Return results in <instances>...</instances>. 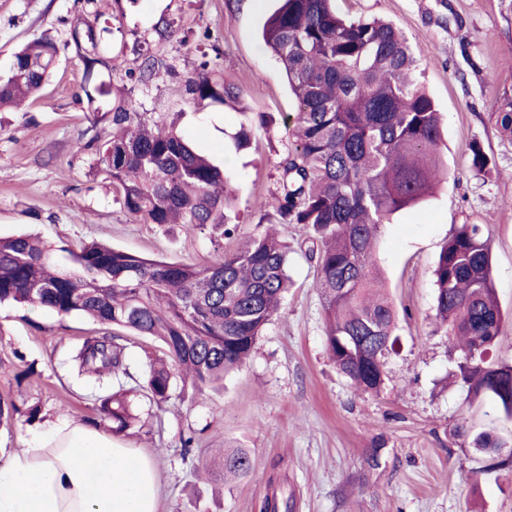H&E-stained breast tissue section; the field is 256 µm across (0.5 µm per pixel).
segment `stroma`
Masks as SVG:
<instances>
[{"label": "stroma", "instance_id": "35a3bbf8", "mask_svg": "<svg viewBox=\"0 0 512 512\" xmlns=\"http://www.w3.org/2000/svg\"><path fill=\"white\" fill-rule=\"evenodd\" d=\"M278 0H0V73L14 52L39 38L59 47L57 66L34 99L0 108V237L27 234L71 268L69 248L100 241L148 258L209 264L260 233L272 213L276 164L289 139L283 124L296 102L260 30ZM351 18L396 24L421 58L417 72L444 114L440 152L448 178L422 207L396 213L374 255L397 313L398 337L379 394L356 392L336 370L325 343L316 261L308 230L289 225L292 285L246 363L223 387L185 394L163 406L137 398L142 427L120 436L154 465L158 512H262L267 496L292 512H512V469H486L472 445L488 432L512 438V421L488 397L454 384L456 352L435 317L432 271L458 225L479 224L490 239L492 279L504 325L489 352L512 362V138L495 111L512 95V0H336ZM170 21L185 44L159 39ZM91 25L105 59L97 82L107 93L88 104L84 66L70 39ZM154 59L150 81L141 71ZM237 86L235 107L191 100L184 80L200 68ZM119 104L178 116L181 134L234 172L233 235L193 234L138 223L116 199L95 151L75 144L110 131ZM268 112L270 131L225 154V132ZM480 144L492 172L471 169ZM96 325L47 308L0 305V397L21 408L0 428V457L69 418L107 431L90 388L67 370V352ZM37 408L35 419L24 411ZM192 446H185V439ZM245 448L253 470L225 479L224 451Z\"/></svg>", "mask_w": 512, "mask_h": 512}]
</instances>
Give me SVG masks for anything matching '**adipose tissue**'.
<instances>
[{
  "label": "adipose tissue",
  "instance_id": "obj_1",
  "mask_svg": "<svg viewBox=\"0 0 512 512\" xmlns=\"http://www.w3.org/2000/svg\"><path fill=\"white\" fill-rule=\"evenodd\" d=\"M152 463L70 420L0 463V512H158Z\"/></svg>",
  "mask_w": 512,
  "mask_h": 512
}]
</instances>
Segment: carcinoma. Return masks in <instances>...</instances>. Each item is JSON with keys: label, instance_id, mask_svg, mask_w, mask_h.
<instances>
[{"label": "carcinoma", "instance_id": "carcinoma-1", "mask_svg": "<svg viewBox=\"0 0 512 512\" xmlns=\"http://www.w3.org/2000/svg\"><path fill=\"white\" fill-rule=\"evenodd\" d=\"M335 0H283L263 25L264 46L277 59L297 104L287 153L277 164L278 206L270 224L314 229L317 288L326 344L337 370L362 393L377 394L397 338L396 312L382 293L373 254L384 225L428 199L447 175L438 155L442 115L415 81L419 60L394 24L347 18ZM56 46L36 41L0 75V104H22L48 82ZM194 101L233 106L238 89L201 70L185 80ZM497 125L512 139V96L498 104ZM112 133L96 148L123 208L143 224L178 225L187 233L231 223L232 176L198 153L156 112L117 105ZM265 112L231 134L246 149L253 132L269 129ZM288 242L272 228L210 264L177 263L96 242L71 251L76 268L56 267L52 248L27 235L0 238V304H31L62 316L80 314L106 329L70 352V371L99 391L97 410L112 432L135 420L121 377L130 332L159 345L141 395L158 405L177 383L193 394L224 381L250 355L288 292ZM438 319L449 326L459 356L454 377L468 391L498 402L512 420V364L488 363L503 314L491 279V251L479 224H462L434 271ZM113 332H107V329ZM20 413L0 397V426ZM475 448L488 470L512 467V441L479 433ZM248 450L224 453V474L242 478Z\"/></svg>", "mask_w": 512, "mask_h": 512}]
</instances>
